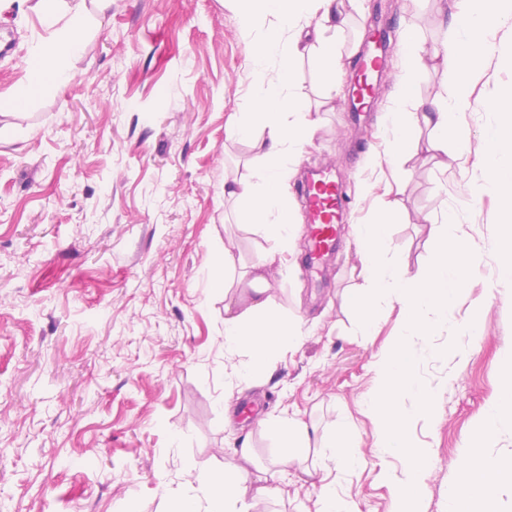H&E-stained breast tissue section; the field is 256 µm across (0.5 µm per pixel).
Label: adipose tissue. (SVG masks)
Here are the masks:
<instances>
[{"instance_id": "1", "label": "adipose tissue", "mask_w": 512, "mask_h": 512, "mask_svg": "<svg viewBox=\"0 0 512 512\" xmlns=\"http://www.w3.org/2000/svg\"><path fill=\"white\" fill-rule=\"evenodd\" d=\"M111 0H35L32 10L48 31L47 37L35 44L27 58L24 82L10 95L11 102H25L32 87H58L72 78L66 67L67 58L83 52L84 33L94 14L109 7ZM237 14L243 23L246 60L255 83L276 86V96L254 102L247 111L235 113L229 128L231 136L248 138L262 129L266 138L256 141L260 161L242 179L225 182L226 198L241 202L246 223L263 226L274 243L272 254L254 262L245 274V290L238 303L225 307L224 340L227 349L243 352L240 365L243 374L267 373L273 367L274 353L283 347H299V327L290 325L271 310L267 294L271 273L269 266L275 255L291 251L293 215L281 189V177L290 161L310 142L316 131L314 120L293 90V64L304 56L310 44H317L316 64L329 77L331 91H341L344 63L336 48V37L342 31L345 0H235ZM270 15L274 24L254 35L257 18ZM505 25L512 26V0H452L449 35L432 52H425L414 34H407L401 50V74L397 103L387 114L390 126L392 159L401 161L427 149L445 159L461 157L460 143L468 136L464 116L470 108L475 79L495 50V34ZM313 37H306V28ZM442 67L450 76L451 89L446 96L431 102L427 109L406 112L402 103L412 99L418 73L427 64ZM431 126L434 136L426 146L411 137L413 125ZM483 187L464 185L470 198H478L482 190H496L500 206L509 220L500 242L504 258L499 276L512 279V115L499 125L489 127L483 135ZM512 418V361L508 362L504 380L493 403L479 419L470 445L476 453L458 466V478L448 488V512H493L498 485L492 472L498 464L485 449L502 432L505 419ZM260 432L280 438L289 448L287 463L305 469L302 453L310 439L307 423L287 416L259 420ZM327 447L336 468L355 470L364 464L356 435L345 422L329 435ZM255 451L242 444L225 460L224 472L208 478L197 477L196 492L175 494L169 499L168 512H262V504L273 495V487L248 484V468L253 465Z\"/></svg>"}]
</instances>
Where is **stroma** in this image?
Here are the masks:
<instances>
[{
	"instance_id": "obj_1",
	"label": "stroma",
	"mask_w": 512,
	"mask_h": 512,
	"mask_svg": "<svg viewBox=\"0 0 512 512\" xmlns=\"http://www.w3.org/2000/svg\"><path fill=\"white\" fill-rule=\"evenodd\" d=\"M388 25L414 29L423 49L446 34L447 0H390ZM375 0H348L339 40L353 72ZM14 35L0 55V95L26 78V56L44 35L22 0L0 10ZM399 53L361 124L310 57L294 67L296 92L318 129L288 181L297 224L292 254L269 296L296 321L301 345L279 350L275 369L242 375L224 345V300L208 274L232 248L245 271L273 247L224 198L225 180L248 175L258 152L230 137L234 113L272 97L252 81L241 23L229 0H112L69 58L72 80L33 90L0 117V512H166L186 474L223 472L243 441L259 468L279 470V440L256 421L295 414L312 427L309 473L290 470L267 512H315L326 462L323 438L341 421L357 434L364 467L337 474L358 512H390L375 453L376 425L363 401L376 362L397 330L396 314L375 336L354 333L342 296L360 283L351 227L376 213L367 184L391 185L399 217L389 227L393 267L417 271L435 247L432 217L449 209L476 231L475 278L448 314V328L419 354V381L436 390L437 415L405 395L411 436L428 450L425 512H446L448 487L476 420L497 395L512 354V279L498 276L506 219L495 193L463 196L460 179L482 183V131L501 88L512 86V37L474 84L461 162L427 152L391 164L379 158L383 116L396 97ZM335 166L346 181L348 223L324 272L305 266L307 218L296 193L307 168ZM481 304L478 336L455 327Z\"/></svg>"
}]
</instances>
